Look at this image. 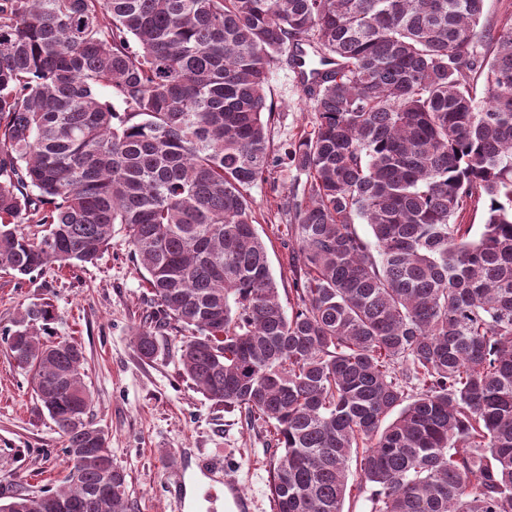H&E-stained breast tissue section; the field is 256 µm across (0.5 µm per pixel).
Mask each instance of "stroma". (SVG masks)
I'll use <instances>...</instances> for the list:
<instances>
[{"instance_id":"1","label":"stroma","mask_w":512,"mask_h":512,"mask_svg":"<svg viewBox=\"0 0 512 512\" xmlns=\"http://www.w3.org/2000/svg\"><path fill=\"white\" fill-rule=\"evenodd\" d=\"M268 96L275 107L268 124L273 147L311 129L313 104L287 60L272 67ZM305 182L292 169L249 190L255 228L283 297L297 246L281 206L302 194ZM46 299L54 306L57 334L82 348L93 421L128 472L130 512H224L228 491L243 501L242 512H275L269 483L278 448L272 427L248 422L244 411L214 404L193 388L182 373L174 333L159 330L154 359L134 350L135 331L156 318L124 231H115L108 252L94 264L47 266L27 276L0 270V332L28 304ZM62 448L28 375L0 342V493L56 487L67 472ZM207 462L223 466L221 485L204 470Z\"/></svg>"}]
</instances>
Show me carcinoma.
I'll use <instances>...</instances> for the list:
<instances>
[{
    "mask_svg": "<svg viewBox=\"0 0 512 512\" xmlns=\"http://www.w3.org/2000/svg\"><path fill=\"white\" fill-rule=\"evenodd\" d=\"M483 4L0 0V267L92 264L124 227L184 374L274 428L276 512H344L353 460L372 512H512V28ZM287 47L316 121L277 152ZM278 168L307 177L289 313L248 195ZM53 320L31 303L3 336L68 473L0 512H128Z\"/></svg>",
    "mask_w": 512,
    "mask_h": 512,
    "instance_id": "obj_1",
    "label": "carcinoma"
}]
</instances>
